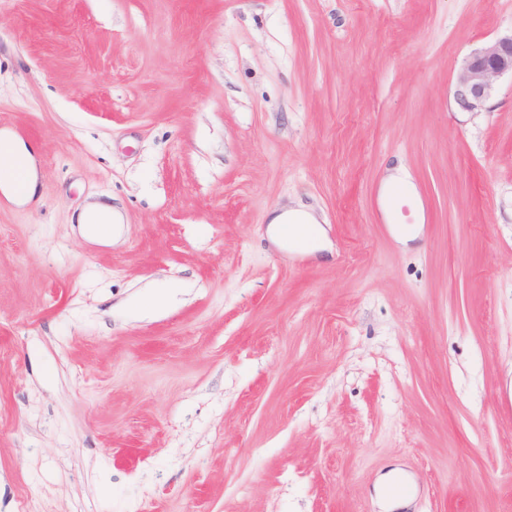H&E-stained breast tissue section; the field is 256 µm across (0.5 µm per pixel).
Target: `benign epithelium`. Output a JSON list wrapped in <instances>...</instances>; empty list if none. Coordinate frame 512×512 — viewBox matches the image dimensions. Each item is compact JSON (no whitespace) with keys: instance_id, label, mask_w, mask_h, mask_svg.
<instances>
[{"instance_id":"7a95c632","label":"benign epithelium","mask_w":512,"mask_h":512,"mask_svg":"<svg viewBox=\"0 0 512 512\" xmlns=\"http://www.w3.org/2000/svg\"><path fill=\"white\" fill-rule=\"evenodd\" d=\"M512 75V34L498 37L467 57L456 73L453 98L465 112L489 109L499 80Z\"/></svg>"}]
</instances>
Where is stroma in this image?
I'll return each mask as SVG.
<instances>
[{
  "mask_svg": "<svg viewBox=\"0 0 512 512\" xmlns=\"http://www.w3.org/2000/svg\"><path fill=\"white\" fill-rule=\"evenodd\" d=\"M511 32L512 0H0L39 183L0 208V512H386L402 469L412 512H512V79L453 100ZM297 206L330 250L269 241ZM512 79V32L496 38L467 57L456 73L453 98L465 112L487 111L499 80ZM86 224V230L95 238L106 239L112 235V207L93 205L79 219ZM288 219H291L292 221L296 222H302V219L306 224H311L312 218L308 213L303 211L302 209H290L283 211L279 214H276L271 222V230L274 234V238H276L279 246L281 248L287 249L288 248L284 245L283 239H282V227L284 224H288Z\"/></svg>",
  "mask_w": 512,
  "mask_h": 512,
  "instance_id": "1",
  "label": "stroma"
}]
</instances>
